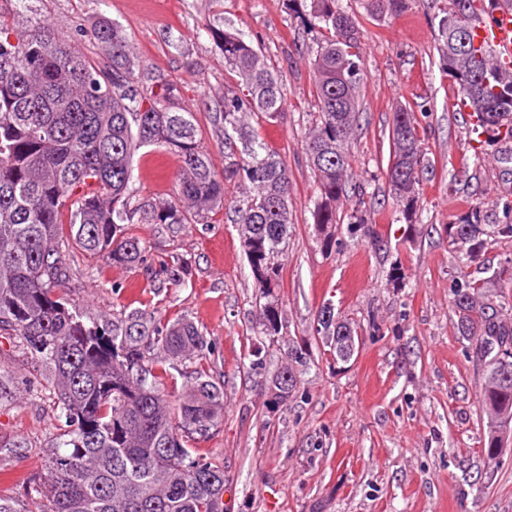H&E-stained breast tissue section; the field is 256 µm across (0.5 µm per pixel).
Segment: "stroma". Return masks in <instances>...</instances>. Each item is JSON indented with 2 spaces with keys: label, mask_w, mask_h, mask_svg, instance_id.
<instances>
[{
  "label": "stroma",
  "mask_w": 512,
  "mask_h": 512,
  "mask_svg": "<svg viewBox=\"0 0 512 512\" xmlns=\"http://www.w3.org/2000/svg\"><path fill=\"white\" fill-rule=\"evenodd\" d=\"M337 5L359 22L365 70L351 148L359 191L342 207L362 209L366 222L353 229L313 223L317 185L303 140L318 110L311 62L324 32L312 25L306 0H32L26 8L0 0V17L18 26L32 17L65 32L87 30L102 14L122 25L140 63L179 85L219 171L222 131L213 116L236 82L212 30L238 32L260 48L286 92L277 123L252 121L292 182L293 224L278 257L279 335L261 332L253 276L228 209L210 224L136 225L147 248L138 267L75 254L64 293L99 320L134 309L164 321L183 314L215 343L210 367L224 385V419L192 445L223 466L227 512H512V448L492 463L481 453L484 365L474 341L456 330L460 271L448 230L474 207L486 223L501 222L497 201L512 197V141L471 148L470 111L456 105L440 68L432 0H408L404 12L383 17L368 11L367 0ZM402 107L416 112L425 147L412 224L387 176L392 117ZM179 165L172 151L139 149L134 204L172 195ZM327 235L341 241L329 252L321 244ZM174 253L189 262L177 286L160 272ZM510 266L512 239L491 236L469 272L512 302V283L497 278ZM326 303L361 336L348 364L333 362L314 333ZM296 343L313 361L287 405L266 404L264 390ZM256 346L265 356L259 367L248 355ZM0 365L19 383L0 400V436L26 443L19 455L0 453V494L27 503L32 483L46 475L53 402L24 390L36 373L22 340L0 347Z\"/></svg>",
  "instance_id": "1"
}]
</instances>
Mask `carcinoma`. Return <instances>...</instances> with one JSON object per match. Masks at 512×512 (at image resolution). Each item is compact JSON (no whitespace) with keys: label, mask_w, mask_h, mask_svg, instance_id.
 <instances>
[{"label":"carcinoma","mask_w":512,"mask_h":512,"mask_svg":"<svg viewBox=\"0 0 512 512\" xmlns=\"http://www.w3.org/2000/svg\"><path fill=\"white\" fill-rule=\"evenodd\" d=\"M406 0H369L375 15L397 14ZM311 16L327 31L313 60V94L319 112L304 140L317 182L315 224L341 223L338 203L353 186L349 146L359 125L364 80L356 19L336 0H310ZM485 21L475 0H448L439 20L440 66L459 96L494 136L508 124L512 138V70L500 67L469 37L465 59L457 57L453 29L473 33ZM69 35L43 21L16 27L0 19V336H20L42 381L32 393L53 395L59 425L47 477L33 508L0 495V512H224V468L194 454L188 442L217 425L224 414V386L207 357L215 345L189 317L160 324L134 310L112 323L83 315L58 291L69 278L74 249L115 266L146 261L134 224H208L229 206L238 224L254 288L265 299L259 321L277 335L282 315L274 288L278 256L288 240L291 178L280 153L262 139L250 119L279 120L286 93L261 49L239 34L219 37L224 61L238 90L224 94V171L217 174L198 140L194 112L179 86L156 80L144 88L141 69L124 29L101 16L93 24L90 59ZM420 122L411 109L393 113L388 169L394 196L414 215L424 160ZM147 146L178 154L176 193L146 208L134 206L133 157ZM235 195H226L229 187ZM503 220L491 233L512 238V200L500 202ZM68 223H62V216ZM484 217L472 208L450 225L461 250L462 269L474 262L486 234ZM188 262L171 256L161 272L181 280ZM456 329L477 341L479 358L512 347V303L496 304L487 282L460 275L453 287ZM318 334L333 355L358 352L357 330L334 310L321 307ZM184 363L190 387L167 388L173 361ZM310 362L297 346L271 380L270 390L288 400ZM288 374V388L280 386ZM478 403L486 415L481 451L495 461L512 439V371L485 366Z\"/></svg>","instance_id":"1"}]
</instances>
